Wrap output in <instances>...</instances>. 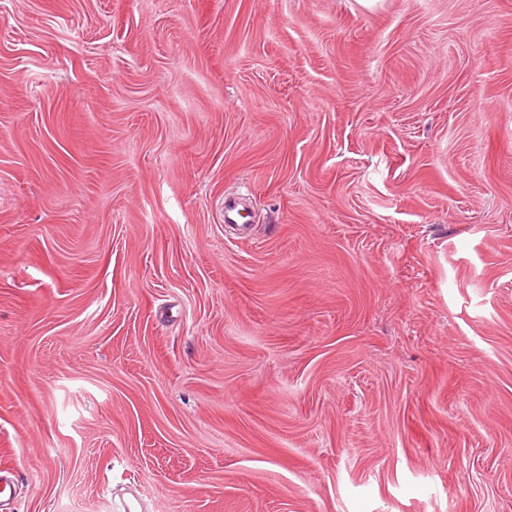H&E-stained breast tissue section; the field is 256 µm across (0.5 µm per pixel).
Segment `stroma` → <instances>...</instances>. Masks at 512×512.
Instances as JSON below:
<instances>
[{
  "label": "stroma",
  "instance_id": "stroma-1",
  "mask_svg": "<svg viewBox=\"0 0 512 512\" xmlns=\"http://www.w3.org/2000/svg\"><path fill=\"white\" fill-rule=\"evenodd\" d=\"M4 469L512 512V0H0Z\"/></svg>",
  "mask_w": 512,
  "mask_h": 512
}]
</instances>
